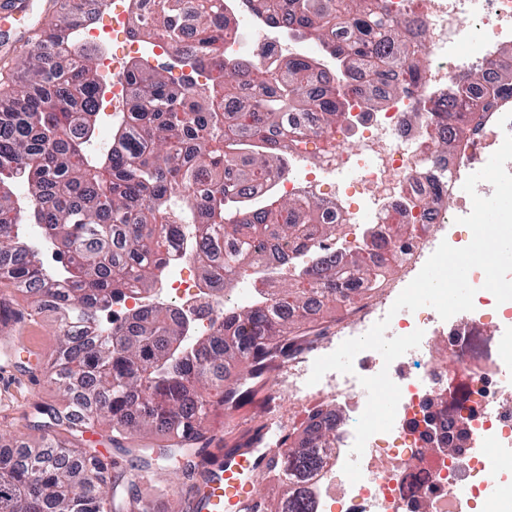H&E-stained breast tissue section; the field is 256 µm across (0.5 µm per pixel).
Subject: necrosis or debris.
Here are the masks:
<instances>
[{
	"instance_id": "obj_1",
	"label": "necrosis or debris",
	"mask_w": 512,
	"mask_h": 512,
	"mask_svg": "<svg viewBox=\"0 0 512 512\" xmlns=\"http://www.w3.org/2000/svg\"><path fill=\"white\" fill-rule=\"evenodd\" d=\"M391 2L408 36L422 38L421 79L408 97L380 111H364L362 96L350 92L353 109L331 144L313 140L289 149L273 189L284 197L321 199L325 220L336 231L305 250L268 247L258 269L240 275L238 302L247 306L267 298L274 276L293 271L312 253L341 266L349 261L351 248L361 246L373 268H400L403 275L395 287L375 299L359 294L354 284L340 285L347 304L343 330L358 337L386 318L388 336L422 330L417 348L388 366L378 352L362 351L353 361V373L331 371L312 385V365L322 354L313 341L291 351L281 371L264 376L273 404H289L298 391L321 403L312 423L327 434L328 443L323 467L306 485L311 510L499 512L498 482L489 478L488 455L496 453L501 480L511 481L512 301L497 303L482 288L483 272L474 269L469 273L477 289L471 311L444 320L428 306L396 313L391 306L441 242L464 247L452 225L471 212L472 200L460 192L459 183L471 164H486L501 146L498 121L512 112V97L482 101L481 126L450 153L435 151L434 139L447 130L420 106L447 101L453 93L468 95L460 83L465 74L492 77V60L512 47V0H414L408 8L403 0ZM469 28L476 37L466 36ZM399 222L420 225L426 233L401 244L389 240L388 225ZM164 255L156 288L127 291L113 301L106 321L117 326L135 312L170 302L189 321L192 335L214 334L224 320L226 300L203 280L185 276L186 270L208 262L189 225H180ZM489 315L500 325L482 341L488 350L481 354L477 328ZM384 369L401 389L395 422L391 431L368 439L360 460L362 478L353 483L343 465L367 401L360 380Z\"/></svg>"
}]
</instances>
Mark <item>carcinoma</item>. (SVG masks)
Listing matches in <instances>:
<instances>
[{
  "label": "carcinoma",
  "mask_w": 512,
  "mask_h": 512,
  "mask_svg": "<svg viewBox=\"0 0 512 512\" xmlns=\"http://www.w3.org/2000/svg\"><path fill=\"white\" fill-rule=\"evenodd\" d=\"M237 2L269 15L290 39L319 40L336 60L335 84L313 83L317 65L307 58L262 66L224 59L220 50L236 35L237 15L221 12L216 0H193L189 11L183 0H153L149 14L132 18L133 31L176 46L187 29L195 30L194 46L177 56L180 68L212 76L195 90L168 83L152 66L131 65L126 119L106 152L87 151L104 107L95 52L62 45L67 28L44 30L53 60L39 51L22 56L16 88L0 99V259H11L7 278L58 315L53 381L64 402L35 406L33 427L44 431L42 446L0 448V512H127L126 503L136 502L125 500L135 481L113 475L96 449L55 442L59 430L77 437L92 429L82 416L89 409L112 421L110 443L118 452H128L124 443L133 434L174 439L152 456L131 458V468L206 480L212 460L204 423L211 401L201 389L223 384L232 364L247 361L246 374L224 390L222 403L235 406L241 383L286 353L297 336L303 320L288 312L317 295L334 301L337 283L347 278L369 280L366 292L384 287L385 279L357 252L345 269L314 256L263 305L232 313L214 335L190 344L184 323L166 306L101 327L103 308L125 288L150 289L160 280L162 248L175 233L176 215L199 224L214 261L204 276L216 288L252 265L271 241L300 249L314 231L333 233L313 199L274 196L255 218L248 192L269 184L283 148L310 136L328 139L348 118L343 88L356 71L368 69L376 84L367 97L371 109L406 96L420 78L419 50L405 39L387 0H290L283 18L276 0ZM471 84L479 99L512 95V68ZM436 117L449 131L436 148L450 150L479 124V104L463 117L450 100ZM19 182L32 201L23 210ZM24 224L40 226L46 240L59 245L56 283L40 276L21 234ZM318 447L320 436L306 430L289 452L292 477L320 468ZM280 485L276 512H310L299 508L292 483Z\"/></svg>",
  "instance_id": "cac0c4a2"
}]
</instances>
